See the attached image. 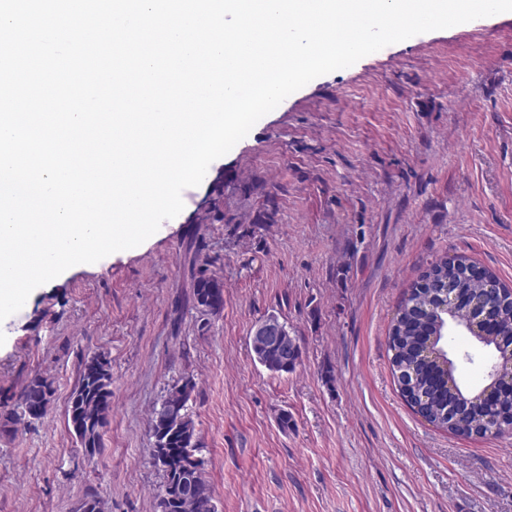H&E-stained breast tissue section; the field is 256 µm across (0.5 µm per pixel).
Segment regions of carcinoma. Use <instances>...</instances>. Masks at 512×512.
I'll use <instances>...</instances> for the list:
<instances>
[{
	"mask_svg": "<svg viewBox=\"0 0 512 512\" xmlns=\"http://www.w3.org/2000/svg\"><path fill=\"white\" fill-rule=\"evenodd\" d=\"M452 282L466 295L480 300L488 297L486 289L460 277L448 267V259L441 258L427 269L426 284L415 283L400 307L401 322L392 327L389 336L391 363L400 391L410 406H419V412L429 421L453 434L471 433L481 429L484 411L475 405H455L448 401V372L438 360L422 358V346L433 335L437 345L446 344L445 331L467 318L461 312L447 319H435L425 312L428 298L439 285ZM195 308L203 315L220 311L224 307V285L212 276L200 274L194 281ZM499 316V334L492 340L498 354V365L507 367L512 356V295L494 299ZM261 365L276 373H290L297 362L278 361L276 355L264 357ZM195 384L187 380L173 385L159 408L155 409L149 427L152 439V463L163 476L157 494L167 495L165 512H217L213 490L204 476V460L199 458L200 440L190 413ZM53 393V382L46 377L33 378L13 405L11 416L18 420H39ZM506 409L496 415L490 426L503 433L512 428L508 409L512 398L504 401ZM112 411V369L109 360L94 354L81 364L78 383L70 394L67 408V426L76 444L82 448H95L102 452V428Z\"/></svg>",
	"mask_w": 512,
	"mask_h": 512,
	"instance_id": "obj_1",
	"label": "carcinoma"
}]
</instances>
